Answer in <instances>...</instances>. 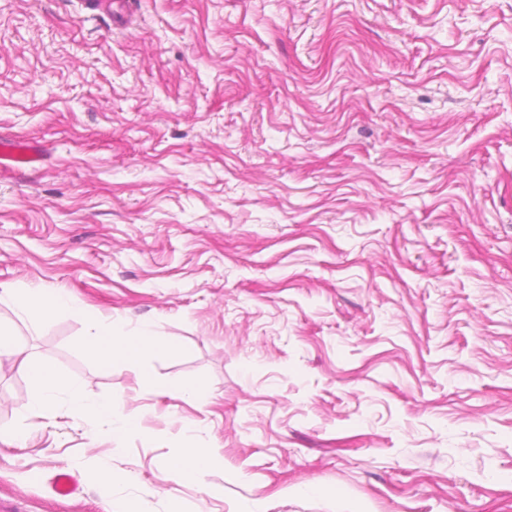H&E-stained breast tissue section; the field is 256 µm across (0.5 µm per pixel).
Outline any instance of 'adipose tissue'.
Wrapping results in <instances>:
<instances>
[{
  "instance_id": "1",
  "label": "adipose tissue",
  "mask_w": 512,
  "mask_h": 512,
  "mask_svg": "<svg viewBox=\"0 0 512 512\" xmlns=\"http://www.w3.org/2000/svg\"><path fill=\"white\" fill-rule=\"evenodd\" d=\"M0 304L10 306L18 319L34 326L39 325L45 312H60L82 320L86 327L83 348L101 361L120 359L135 363L145 352H159L166 347L165 338L158 336L154 324L141 322L131 330H123L112 320L74 306L69 294L62 290L1 288ZM32 380L38 393L30 407L31 415L40 416L62 405L71 415L105 420L106 435L118 448L138 431L136 423L124 415L118 400L89 399L78 383L58 374L51 365L34 368ZM184 429L190 444L170 459L166 469L167 480L176 483L203 479L216 462L213 449L197 445V426L188 423Z\"/></svg>"
}]
</instances>
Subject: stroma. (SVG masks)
<instances>
[{
  "label": "stroma",
  "mask_w": 512,
  "mask_h": 512,
  "mask_svg": "<svg viewBox=\"0 0 512 512\" xmlns=\"http://www.w3.org/2000/svg\"><path fill=\"white\" fill-rule=\"evenodd\" d=\"M93 2L0 0V140L43 152L0 170V289L168 346L99 363L0 304V502L512 512V0ZM43 363L141 432L31 416ZM186 421L221 461L174 484Z\"/></svg>",
  "instance_id": "obj_1"
}]
</instances>
